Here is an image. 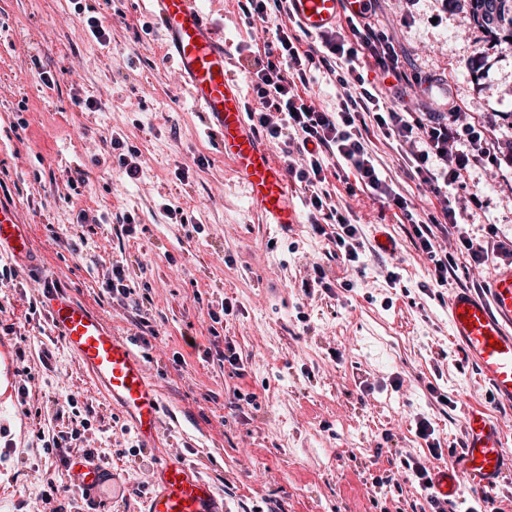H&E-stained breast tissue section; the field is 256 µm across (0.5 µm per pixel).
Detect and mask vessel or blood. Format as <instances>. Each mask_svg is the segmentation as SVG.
<instances>
[{
    "instance_id": "1",
    "label": "vessel or blood",
    "mask_w": 512,
    "mask_h": 512,
    "mask_svg": "<svg viewBox=\"0 0 512 512\" xmlns=\"http://www.w3.org/2000/svg\"><path fill=\"white\" fill-rule=\"evenodd\" d=\"M165 57L179 72L197 111L202 112L231 174L247 192L248 205L264 223L288 228L299 221L297 195L288 173L245 112L243 88L233 73L224 40L200 0H146ZM368 0H290L300 26L311 33L335 29L341 13H365ZM31 225L18 209L0 203V257L28 266ZM41 306L55 335L76 358L100 393L130 422L141 447L160 442L165 408L157 382L126 337L69 292L46 290ZM450 335L464 350L491 394L512 403V266H496L483 287L448 297ZM463 438L450 466L433 478V495L447 504L475 488L495 497L512 473V442L503 424L482 404L468 406ZM68 479L87 504L102 512L100 494L116 481L111 464L92 452L72 456ZM142 512H225L224 497L184 456L163 455L153 467Z\"/></svg>"
}]
</instances>
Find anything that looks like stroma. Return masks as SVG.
Listing matches in <instances>:
<instances>
[{
    "mask_svg": "<svg viewBox=\"0 0 512 512\" xmlns=\"http://www.w3.org/2000/svg\"><path fill=\"white\" fill-rule=\"evenodd\" d=\"M201 4L228 52L246 58L270 41L245 25L239 0ZM146 9L145 0H0V201L17 205L34 235L32 266L0 284L8 512H83L72 488L43 501L65 469L42 439L75 428L72 413L58 410L70 396L92 411L70 451L112 463V512H138L156 458L171 454L197 465L227 512H433L412 466L450 465L464 407L485 403L512 431V405L490 398L450 341L446 307L451 292L481 287L490 267L512 261L497 250L512 243V45L479 27L464 0L371 3V23L391 37L408 76L390 104L427 125L463 113L459 149L476 134L486 144L448 190L463 211L458 228L436 234L450 265L440 284L414 233L439 202L376 122L367 143L408 210L371 195L351 171H326L339 211L359 229V262L313 232L308 204L302 224L286 230L249 212ZM91 15L106 41L87 32ZM89 98L98 109L87 110ZM116 132L140 152L136 183L113 158ZM170 205L187 223H173ZM82 212L106 221L79 223ZM127 212L138 218L128 231ZM381 233L391 251L379 248ZM463 236L489 249L487 265H474ZM116 265L133 295L113 292ZM51 284L134 341L180 423L163 428L159 447L139 446L43 315L31 313ZM229 346L237 364L224 360ZM424 419L441 459L418 435Z\"/></svg>",
    "mask_w": 512,
    "mask_h": 512,
    "instance_id": "1",
    "label": "stroma"
}]
</instances>
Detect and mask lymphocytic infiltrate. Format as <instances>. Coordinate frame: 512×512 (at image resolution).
Here are the masks:
<instances>
[{
  "label": "lymphocytic infiltrate",
  "instance_id": "lymphocytic-infiltrate-1",
  "mask_svg": "<svg viewBox=\"0 0 512 512\" xmlns=\"http://www.w3.org/2000/svg\"><path fill=\"white\" fill-rule=\"evenodd\" d=\"M349 34L332 30L300 50L299 37L282 20L273 31L263 56L246 67L247 77L259 106L249 118L269 140L283 144L288 175L304 189L315 212H328L338 230L333 238L348 261L359 258L361 243L357 228L334 209L326 189L324 169L333 158L353 169L364 187L399 209L409 203L379 173L377 160L363 136L367 118H374L386 139L413 146V168L425 184L446 186L460 182L473 158L456 149L453 125H425L412 113L399 111L381 101L375 89L366 87L362 74L372 68L405 81L406 74L389 36L368 22L349 17ZM324 68L340 88L336 109L327 112L315 104L310 92L311 70Z\"/></svg>",
  "mask_w": 512,
  "mask_h": 512
}]
</instances>
